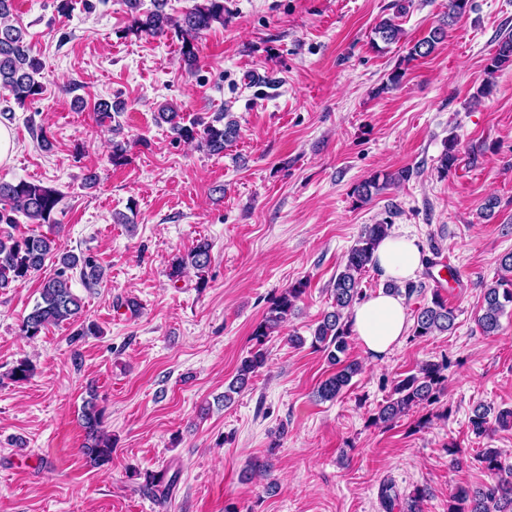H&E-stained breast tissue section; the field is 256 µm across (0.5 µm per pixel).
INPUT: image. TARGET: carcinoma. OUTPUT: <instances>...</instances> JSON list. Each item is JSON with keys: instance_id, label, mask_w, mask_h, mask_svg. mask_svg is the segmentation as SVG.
Instances as JSON below:
<instances>
[{"instance_id": "cac0c4a2", "label": "carcinoma", "mask_w": 512, "mask_h": 512, "mask_svg": "<svg viewBox=\"0 0 512 512\" xmlns=\"http://www.w3.org/2000/svg\"><path fill=\"white\" fill-rule=\"evenodd\" d=\"M166 4L167 0H153V8L144 10L142 0H125L131 15V30L151 37L174 33L181 42L183 66L191 71L198 62V40L201 34L215 23L224 24V0H200L177 17L166 12ZM471 9L472 0H448L446 20L409 48L407 60L431 54L447 36V29ZM12 11L13 0H0V90L13 98L15 103L23 105L43 94L44 86L40 81L43 66L41 60L33 54L25 29L12 22ZM374 34L382 42L390 44L400 39L402 29L394 19L385 18L375 26ZM505 65H512V34L498 41L494 54L488 58L486 70L493 74ZM123 109L124 103L121 101L100 99L94 104V112L101 120L110 119L112 114ZM156 121L169 125L175 139L196 141L211 155L224 153V144L238 134L237 121L228 111L188 119L176 107L165 104L160 106ZM457 163L458 144L450 138L439 159V172L446 175ZM411 176L412 171L408 168L392 174L375 172L359 182L352 195L356 201L365 203L387 185L405 182ZM59 203V192L39 182L0 181V225L11 227L19 223L21 216L29 224H54V213ZM388 231L389 225L385 223L364 225L354 245L348 250L343 268L336 275L330 289L331 309L324 312L313 332L311 347L322 352L328 363L336 367V372L323 380L317 388V395L322 400L336 399L349 386L353 377L362 371L358 361L346 362L342 359L351 336L349 317L354 306L366 298L360 287L361 276L366 269L375 266L374 252ZM211 249L212 244L208 240H198L187 255L172 261L168 277L177 281L190 267L198 271L205 269L210 264ZM50 260L57 269L52 277L42 282L39 300L20 324L21 332L30 339L37 338L52 325L79 318L82 305L81 299L72 289V271H79L80 279L87 288L96 286L103 278V273L92 257L66 251L55 239L35 229L20 238L9 233L0 235V288L30 279ZM499 268L498 278L483 288L482 305L476 316L477 326L485 336L497 335L500 318L506 306L512 305V252L500 257ZM306 289L307 282L299 280L271 300L261 321L252 331V348L241 359L236 375L224 391V404H229L231 394L244 388L254 374L266 365V340L295 315L297 302ZM384 291L411 298L423 295L426 286L421 281L410 280L402 285L389 282L385 284ZM455 320V312L448 306V299L436 288L431 292L430 303L419 308L414 316L413 336L421 338L446 333L453 329ZM447 370L446 359L440 362L428 361L417 372L397 381L392 394L378 407L373 417L374 422L388 425L415 407L426 408L437 404L447 380ZM491 412V407L484 404L473 408L469 423L475 435L480 437L487 432ZM80 421L85 433L81 452L86 461L94 468L112 465L115 442L104 428V411L92 389L83 402ZM478 460L496 476L495 481L473 491L457 489L448 502V512H512V474L500 475L504 470L500 452L496 448H485L479 452ZM177 479L176 472L147 471L140 489L158 499H164L170 494Z\"/></svg>"}]
</instances>
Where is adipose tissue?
I'll return each instance as SVG.
<instances>
[{
  "mask_svg": "<svg viewBox=\"0 0 512 512\" xmlns=\"http://www.w3.org/2000/svg\"><path fill=\"white\" fill-rule=\"evenodd\" d=\"M374 257L380 275L401 284L422 268V251L415 236L402 233L386 236ZM407 313L401 296L380 293L357 304L352 311L353 335L363 353L377 361L389 355L404 338Z\"/></svg>",
  "mask_w": 512,
  "mask_h": 512,
  "instance_id": "adipose-tissue-1",
  "label": "adipose tissue"
}]
</instances>
